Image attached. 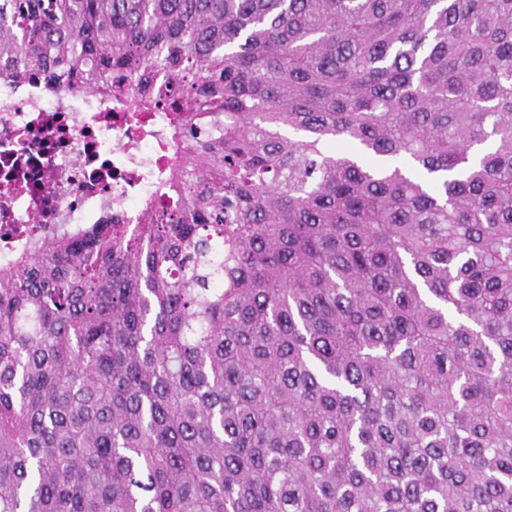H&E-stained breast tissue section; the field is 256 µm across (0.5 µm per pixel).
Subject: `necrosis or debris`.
Listing matches in <instances>:
<instances>
[{"label":"necrosis or debris","instance_id":"1","mask_svg":"<svg viewBox=\"0 0 512 512\" xmlns=\"http://www.w3.org/2000/svg\"><path fill=\"white\" fill-rule=\"evenodd\" d=\"M171 152L165 113L142 125L118 104L0 75V268L32 222L57 230L109 216L136 223Z\"/></svg>","mask_w":512,"mask_h":512}]
</instances>
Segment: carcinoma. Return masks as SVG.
I'll return each instance as SVG.
<instances>
[{"mask_svg": "<svg viewBox=\"0 0 512 512\" xmlns=\"http://www.w3.org/2000/svg\"><path fill=\"white\" fill-rule=\"evenodd\" d=\"M0 65L172 141L0 270V512H512V0H0Z\"/></svg>", "mask_w": 512, "mask_h": 512, "instance_id": "1", "label": "carcinoma"}]
</instances>
